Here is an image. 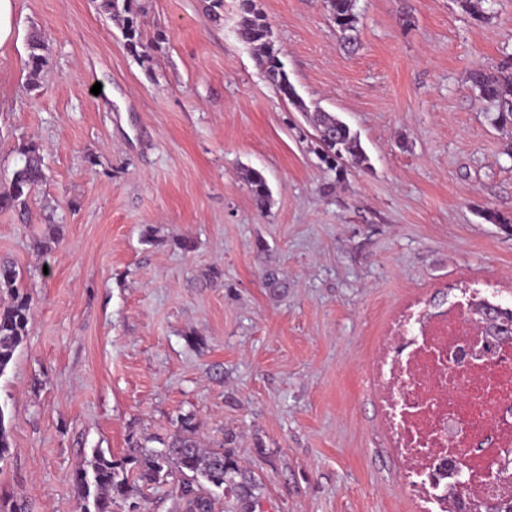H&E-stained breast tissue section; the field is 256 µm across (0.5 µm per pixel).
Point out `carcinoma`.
<instances>
[{
    "instance_id": "carcinoma-1",
    "label": "carcinoma",
    "mask_w": 512,
    "mask_h": 512,
    "mask_svg": "<svg viewBox=\"0 0 512 512\" xmlns=\"http://www.w3.org/2000/svg\"><path fill=\"white\" fill-rule=\"evenodd\" d=\"M329 17L342 38L351 41L358 16L354 0H326ZM99 9L118 22L129 50L151 71L153 45L144 42L137 0H101ZM242 20L236 35L240 42L257 50V62L281 98L289 101L310 123L321 151L320 159L338 175L347 166H361L367 161L360 139L336 115L317 109L309 111L291 83L281 50L271 40L272 29L267 16L257 8L256 0H240ZM47 62L46 44L34 33L27 41V87H39L40 74ZM471 86L495 108L492 123H512V56L495 69L475 68L469 73ZM22 165L17 168L8 189L0 191V209L29 211L36 189L44 182L45 172L34 143L22 149ZM241 179L248 185L255 207L263 212L271 201V191L263 173L244 168ZM0 292L9 297L0 305V374L14 361L18 348L28 335L31 300L22 277L13 263L0 261ZM481 319L495 331L494 340H512V309L480 310ZM150 439L129 435L124 453L116 457L100 448L92 449L73 474L80 512H138L143 488L178 476L172 494L171 512H213V489L236 500L239 512H255L263 496L261 484L240 464L234 451L209 448L197 433L190 416L181 419L174 434L161 447L148 446ZM10 428L0 409V460L10 454Z\"/></svg>"
}]
</instances>
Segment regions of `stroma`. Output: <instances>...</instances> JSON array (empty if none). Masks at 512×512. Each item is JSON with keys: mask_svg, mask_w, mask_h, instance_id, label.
<instances>
[{"mask_svg": "<svg viewBox=\"0 0 512 512\" xmlns=\"http://www.w3.org/2000/svg\"><path fill=\"white\" fill-rule=\"evenodd\" d=\"M142 0L143 67L95 0H16L0 50V191L40 148L29 214L0 210V258L32 296L0 374L12 449L0 498L79 512L73 473L129 434H199L261 481L263 512H420L404 490L371 364L405 306L481 283L512 308V126L468 74L512 53V0H356L358 48L323 0H258L300 97L360 138L344 176L236 37L239 0ZM47 62L26 84V41ZM101 83L92 94L87 76ZM261 170L257 211L243 167ZM57 228L49 253L33 243ZM192 247L180 249V240ZM277 272L282 288L263 285Z\"/></svg>", "mask_w": 512, "mask_h": 512, "instance_id": "1", "label": "stroma"}]
</instances>
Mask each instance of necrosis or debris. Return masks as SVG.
Listing matches in <instances>:
<instances>
[{
	"mask_svg": "<svg viewBox=\"0 0 512 512\" xmlns=\"http://www.w3.org/2000/svg\"><path fill=\"white\" fill-rule=\"evenodd\" d=\"M470 288L446 310L410 308L391 325L376 367L404 484L424 512H448L449 464L468 466L481 506L512 495V341L486 340ZM496 455L501 469H488Z\"/></svg>",
	"mask_w": 512,
	"mask_h": 512,
	"instance_id": "1",
	"label": "necrosis or debris"
}]
</instances>
